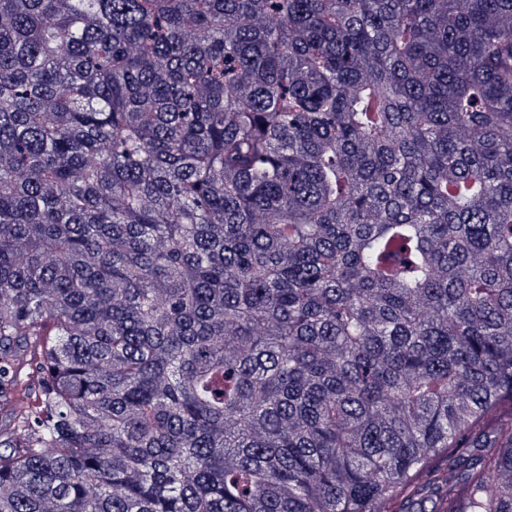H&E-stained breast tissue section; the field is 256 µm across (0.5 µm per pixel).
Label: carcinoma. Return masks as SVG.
I'll list each match as a JSON object with an SVG mask.
<instances>
[{
  "label": "carcinoma",
  "instance_id": "cac0c4a2",
  "mask_svg": "<svg viewBox=\"0 0 512 512\" xmlns=\"http://www.w3.org/2000/svg\"><path fill=\"white\" fill-rule=\"evenodd\" d=\"M0 512H512V0H0Z\"/></svg>",
  "mask_w": 512,
  "mask_h": 512
}]
</instances>
